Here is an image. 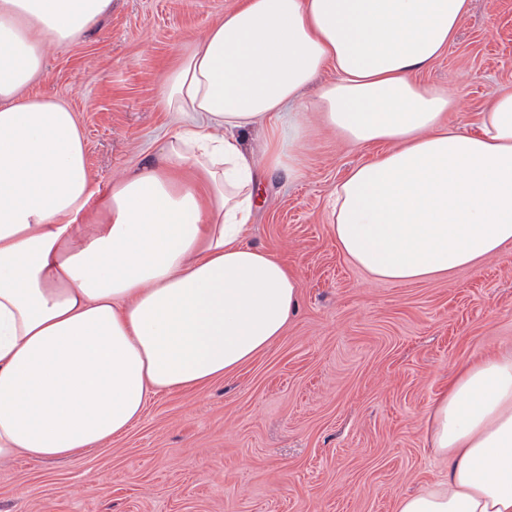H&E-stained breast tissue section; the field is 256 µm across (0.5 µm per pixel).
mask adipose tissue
<instances>
[{"label": "adipose tissue", "mask_w": 512, "mask_h": 512, "mask_svg": "<svg viewBox=\"0 0 512 512\" xmlns=\"http://www.w3.org/2000/svg\"><path fill=\"white\" fill-rule=\"evenodd\" d=\"M468 8L240 0L162 74L176 125L153 157L100 189L76 112L26 89L112 0H0V460L100 447L154 397L223 379L284 334L299 275L248 236L259 172L302 175L300 105L371 151L334 187L330 222L373 277L427 281L511 250L512 86L470 132L448 121L452 91L416 79ZM427 436L448 472L396 512H512V350L449 380Z\"/></svg>", "instance_id": "ef3b65f1"}]
</instances>
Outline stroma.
Instances as JSON below:
<instances>
[{
	"mask_svg": "<svg viewBox=\"0 0 512 512\" xmlns=\"http://www.w3.org/2000/svg\"><path fill=\"white\" fill-rule=\"evenodd\" d=\"M237 2L112 0L78 43L51 49L30 91L77 113L93 185L154 155L173 127L157 106L160 73ZM419 79L452 90L454 123L473 129L512 85V0H471ZM305 118V174L262 173L250 237L299 273L283 336L224 380L154 398L88 453L1 460L0 512H395L441 478L426 419L461 366L512 348V251L445 278H370L338 249L328 213L366 152Z\"/></svg>",
	"mask_w": 512,
	"mask_h": 512,
	"instance_id": "1",
	"label": "stroma"
}]
</instances>
